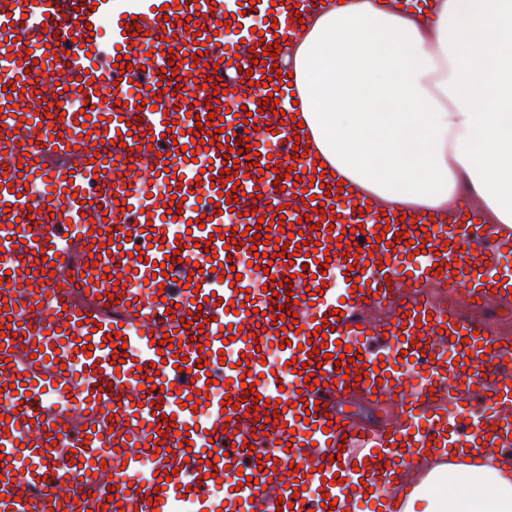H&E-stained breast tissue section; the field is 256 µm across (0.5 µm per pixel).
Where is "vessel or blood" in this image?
Masks as SVG:
<instances>
[{"label":"vessel or blood","mask_w":512,"mask_h":512,"mask_svg":"<svg viewBox=\"0 0 512 512\" xmlns=\"http://www.w3.org/2000/svg\"><path fill=\"white\" fill-rule=\"evenodd\" d=\"M240 2L234 22L241 59L231 65L212 39L225 11L212 9L209 0H0V77L9 81L0 108L12 97L26 101L14 116L0 118V128L10 130L0 138V325L11 328L0 340V396L10 400L0 412V512H167L181 499L194 512H350L362 476L388 482L429 451L512 448V338L500 334L495 320L462 313L488 302L512 309V228L485 223L476 212L445 224L388 218L345 187H317L320 169L310 157L293 164L269 157L272 139L294 148L297 108L287 67L266 62L263 48L298 33L301 19L321 3ZM193 4L195 17L188 12ZM257 18L263 24L256 33ZM106 19L113 44L131 58V71L116 69L94 38ZM190 20L199 36L185 44L180 35ZM170 64L175 73L167 72ZM176 76L184 78L183 89L164 92ZM131 81L146 87L144 99L128 91ZM272 89L281 93L277 108L285 118L259 107ZM230 99L251 117L226 114L225 132L258 142L257 164L241 161L234 149L220 156L209 134L188 135L197 120L207 119L210 104ZM77 100L90 101L91 112L75 111ZM190 143L211 161L210 171L186 159L183 147ZM227 157L238 161L237 172H223ZM291 166L300 178H287L284 190H276V170ZM150 169L169 171L182 183L163 197L148 196L141 174ZM305 187L313 196L307 207L299 197ZM201 188L202 201L196 197ZM175 196L184 200L179 224L194 225L181 237L161 230L165 204ZM221 196L225 204L214 207ZM273 206L289 223L311 219L329 244L310 264L308 246L270 229L256 242L254 264L269 265L271 273L259 290L249 272H232V259L241 251L239 231L256 226ZM319 206L324 214H316ZM26 215L31 229L18 232L15 222ZM405 226L421 230L409 246L396 241ZM355 227L366 231L368 242L347 237ZM18 235L26 247L16 246ZM279 240L295 260L276 256ZM107 241L114 244L108 254L101 248ZM209 241L217 250L213 260L204 250ZM138 247L143 257H134ZM324 259L323 271L318 263ZM36 261L41 273L28 287L5 282L6 273ZM158 263L171 267V277H154ZM218 266L225 275L215 274ZM117 275L125 300L105 302ZM151 277L163 292L142 297ZM285 279L300 300L301 328L280 334L273 320L286 299L269 293ZM213 293L222 305L210 302ZM248 298L256 313L242 308ZM191 309L200 322L182 327ZM335 309L342 316L329 333L323 318ZM172 331L179 346L162 348ZM20 333L26 344H18ZM279 336L288 344L273 369L261 352ZM83 339L91 350L80 349ZM203 343L208 351H200ZM120 346L129 359L116 366ZM348 348L361 351V359L345 360ZM222 349L244 355L245 363L221 364ZM405 353L429 361L412 395L400 361ZM175 356L185 359V369L174 368ZM459 358L465 367L456 366ZM351 365L366 369L367 377H344ZM319 370L322 384L305 382L304 372ZM144 375L152 377L151 387H142ZM75 379L73 401L57 402ZM15 382L26 384L27 397L14 395ZM248 383L276 413L271 433L256 426L260 411L245 398ZM199 392L208 400L201 412L187 405ZM349 395L395 405L397 415L387 426L366 425L342 410ZM74 406L84 410L82 422L71 419ZM314 407L315 424L304 423V409ZM254 446L272 449V459L259 461L250 452ZM335 454L340 462H332ZM217 478L225 488L220 498L211 492ZM327 497L336 499L335 507L324 506Z\"/></svg>","instance_id":"1"}]
</instances>
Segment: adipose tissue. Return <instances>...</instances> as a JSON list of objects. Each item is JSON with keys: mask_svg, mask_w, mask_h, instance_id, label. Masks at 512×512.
Instances as JSON below:
<instances>
[{"mask_svg": "<svg viewBox=\"0 0 512 512\" xmlns=\"http://www.w3.org/2000/svg\"><path fill=\"white\" fill-rule=\"evenodd\" d=\"M319 156L419 218L479 206L512 226V0H328L282 49ZM403 512H512V457L418 460Z\"/></svg>", "mask_w": 512, "mask_h": 512, "instance_id": "ef3b65f1", "label": "adipose tissue"}]
</instances>
